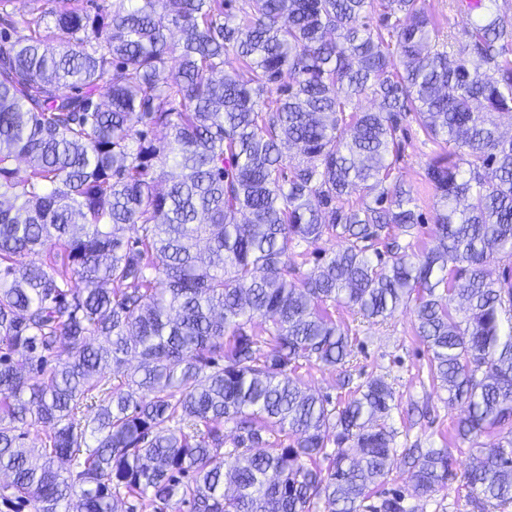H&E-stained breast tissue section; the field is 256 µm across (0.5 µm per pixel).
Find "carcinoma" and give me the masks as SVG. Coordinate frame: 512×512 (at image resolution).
<instances>
[{
  "label": "carcinoma",
  "instance_id": "carcinoma-1",
  "mask_svg": "<svg viewBox=\"0 0 512 512\" xmlns=\"http://www.w3.org/2000/svg\"><path fill=\"white\" fill-rule=\"evenodd\" d=\"M32 2L15 38L0 0L3 498L360 512L390 475L392 389L372 378L334 406L292 372L347 363L330 309L411 306L429 378L467 407L474 506H511L512 279L486 266L512 258V6L478 0L482 18L454 32L420 0ZM411 123L440 148L419 252L400 237L423 213L390 181ZM325 238L345 247L302 271L296 247ZM36 250L47 263L25 261ZM406 457L418 496L455 478L447 448Z\"/></svg>",
  "mask_w": 512,
  "mask_h": 512
}]
</instances>
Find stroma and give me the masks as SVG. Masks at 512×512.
I'll use <instances>...</instances> for the list:
<instances>
[{"instance_id": "obj_1", "label": "stroma", "mask_w": 512, "mask_h": 512, "mask_svg": "<svg viewBox=\"0 0 512 512\" xmlns=\"http://www.w3.org/2000/svg\"><path fill=\"white\" fill-rule=\"evenodd\" d=\"M435 151V145L426 141L416 126H409L404 157L393 172L394 179L413 191L426 218L424 224L415 228L412 237L413 243L422 248L433 244L435 198L423 174ZM335 318L356 334L351 367L354 384L380 377L390 385L394 395L387 419L395 431L392 471L386 484L373 488L370 504L397 492L403 495L407 512H475L467 502L470 489L463 478L470 463L468 449L455 450L457 477L447 486L420 497L410 490L404 449L453 448L454 425L464 414L463 406H448L446 391L433 385L427 377L429 355L424 342L413 332L412 308L400 309L383 322L365 320L345 308L337 309ZM295 376L304 389L331 401H339L345 395L339 383V368L304 362Z\"/></svg>"}]
</instances>
